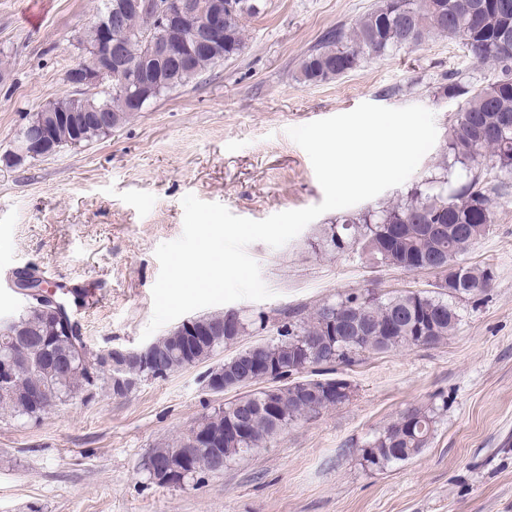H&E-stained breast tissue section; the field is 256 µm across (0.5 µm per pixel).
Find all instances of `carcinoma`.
Here are the masks:
<instances>
[{
	"instance_id": "cac0c4a2",
	"label": "carcinoma",
	"mask_w": 512,
	"mask_h": 512,
	"mask_svg": "<svg viewBox=\"0 0 512 512\" xmlns=\"http://www.w3.org/2000/svg\"><path fill=\"white\" fill-rule=\"evenodd\" d=\"M253 0H236V6L224 9V42L209 55H199L187 63L173 58L164 67V80L142 105L129 103V91L120 78L105 76L99 90L86 100L92 110H100L115 128L129 122L161 96L184 86L218 63L242 53L246 47L245 21L258 15ZM156 24L153 12H131L125 16L127 62L142 65L150 46L142 35ZM431 34L458 36L472 57L480 64L498 71L497 77L479 88H465L451 81L444 91L461 96L456 122L448 143L454 162L468 173L467 180L452 186L448 180H432L417 188L406 200L343 219L333 225L327 245L343 249L357 245L377 264L413 272L426 262L441 259L453 262L487 235L496 223L494 198L503 185L500 177H512V0H379L348 30L336 29L325 34L300 63L299 80L307 84L323 83L354 69L363 59L380 58L389 52L420 44ZM71 106L64 97L52 103L50 111L36 113L15 137L20 143L25 131L34 124L52 119L53 112ZM107 135L96 127H87L81 135L64 124L55 126V149L65 145L93 142ZM496 172L488 181L483 171ZM459 288L473 295L489 288L493 278L488 267H460ZM357 294L351 293L332 303L336 316L353 314L349 330L330 338L323 334L321 322L327 304L304 314L283 313L277 339L265 342L263 352L273 360L298 368L312 366L309 374L323 376L335 372L338 364H350L363 353H380L413 346L436 345L454 335L461 322L454 294L437 296L404 293L391 297L373 296L356 310L344 307ZM23 335L13 338L9 355L22 366L21 378L7 391H0V415L38 419L44 410L28 406L29 389L37 388L44 399L54 404L65 402L78 391L101 381L112 385V376L90 378L75 368L61 374L44 362L39 346L67 351L69 337L54 333V315L39 305L24 306L15 313ZM201 327L224 329L223 345L238 340L246 330L245 317L225 320L223 314L194 319ZM191 332L179 325L155 342L164 374L185 367L188 358L178 353ZM252 352L248 347L224 360V379L235 382L237 369ZM299 375L278 387L279 410L271 415L263 409L266 392L252 390L238 393L224 406L202 417L198 425L219 428L229 418L247 424L249 434L224 439V457L231 460L256 448L267 446L285 428L308 416L343 404L341 396L299 395ZM436 409L412 406L399 414L362 449L364 461L377 468L406 461L427 446L434 432ZM192 471H215L217 461L200 452L191 461Z\"/></svg>"
}]
</instances>
